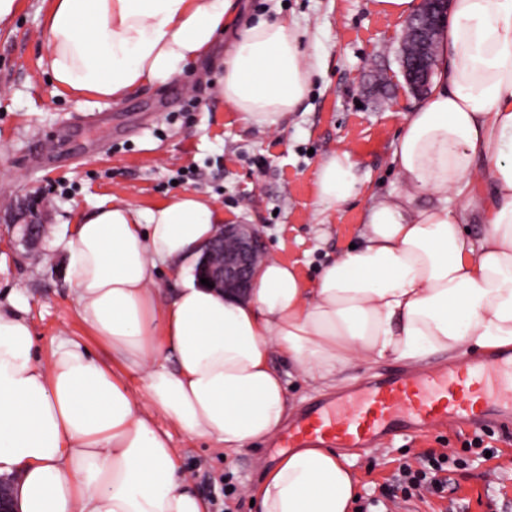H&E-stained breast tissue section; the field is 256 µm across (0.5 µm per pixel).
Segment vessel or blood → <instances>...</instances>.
<instances>
[{"label":"vessel or blood","instance_id":"obj_1","mask_svg":"<svg viewBox=\"0 0 512 512\" xmlns=\"http://www.w3.org/2000/svg\"><path fill=\"white\" fill-rule=\"evenodd\" d=\"M460 419L512 429V349L425 375L392 373L310 407L279 434L281 448H372Z\"/></svg>","mask_w":512,"mask_h":512}]
</instances>
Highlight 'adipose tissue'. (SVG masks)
Wrapping results in <instances>:
<instances>
[{"label":"adipose tissue","mask_w":512,"mask_h":512,"mask_svg":"<svg viewBox=\"0 0 512 512\" xmlns=\"http://www.w3.org/2000/svg\"><path fill=\"white\" fill-rule=\"evenodd\" d=\"M227 31L219 95L242 122L275 124L306 97L312 67L288 19L244 23L237 0H48L43 64L56 91L117 101L181 78ZM393 162L401 189L367 207L356 247L311 288L275 259L248 296L200 286L193 271L224 213L194 191L80 218L60 245L77 315L112 360L65 337L40 361L26 317L0 311V475L16 479L18 512H208L155 419L229 454L277 436L290 402L273 350L323 384L355 361L426 365L512 344V0H452ZM360 184L346 150L316 173L330 207ZM163 268L181 281L166 297ZM356 494L347 458L300 448L255 500L257 512H350Z\"/></svg>","instance_id":"1"}]
</instances>
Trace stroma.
Segmentation results:
<instances>
[{
  "instance_id": "stroma-1",
  "label": "stroma",
  "mask_w": 512,
  "mask_h": 512,
  "mask_svg": "<svg viewBox=\"0 0 512 512\" xmlns=\"http://www.w3.org/2000/svg\"><path fill=\"white\" fill-rule=\"evenodd\" d=\"M243 18L284 15L299 28L314 69L310 90L294 112L273 127L248 125L219 97L227 43H220L181 81L131 91L112 102L90 94H57L42 59V0H19L10 27L0 31V225L11 211L37 207L44 236L37 249L17 237L0 238V308L19 292L48 358L59 337L111 361V350L76 313L60 239L74 221L103 200L151 208L196 191L213 199L228 224L259 227L269 257L296 267L314 283L321 268L351 243L372 200L400 189L392 154L403 117L417 99L400 74L404 19L380 14L374 0H240ZM350 151L359 164L360 193L328 207L316 197V173L329 154ZM292 415L333 399L368 378L410 371L404 361L355 362L339 385H310L282 354ZM171 445L192 487L210 512H254L253 489L283 456L257 442L231 456L206 439L170 429ZM465 423L377 448H351L359 504L371 512H512V433H494L473 446ZM429 451L446 452L449 489L417 492L408 501L373 506L382 485L403 463Z\"/></svg>"
}]
</instances>
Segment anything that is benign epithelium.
Wrapping results in <instances>:
<instances>
[{"label":"benign epithelium","mask_w":512,"mask_h":512,"mask_svg":"<svg viewBox=\"0 0 512 512\" xmlns=\"http://www.w3.org/2000/svg\"><path fill=\"white\" fill-rule=\"evenodd\" d=\"M451 0H420V10L411 16L402 36L415 50L404 56L402 72L409 92L420 96L430 84L432 58L429 46L448 18ZM198 277L214 284L213 290L244 296L265 252L263 236L252 224H222L202 247Z\"/></svg>","instance_id":"7a95c632"}]
</instances>
